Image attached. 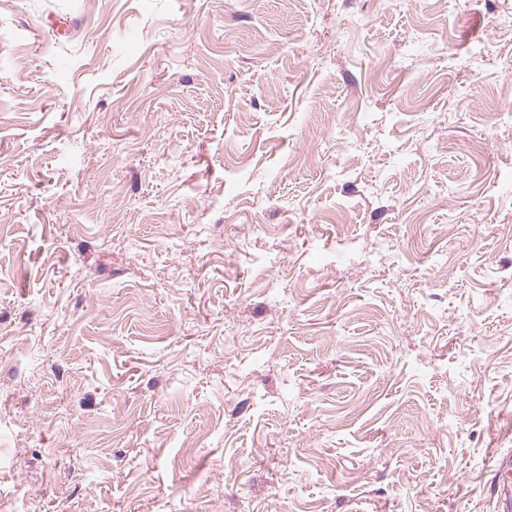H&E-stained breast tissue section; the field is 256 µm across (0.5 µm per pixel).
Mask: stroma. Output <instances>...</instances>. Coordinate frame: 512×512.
<instances>
[{"instance_id": "stroma-1", "label": "stroma", "mask_w": 512, "mask_h": 512, "mask_svg": "<svg viewBox=\"0 0 512 512\" xmlns=\"http://www.w3.org/2000/svg\"><path fill=\"white\" fill-rule=\"evenodd\" d=\"M509 16L0 0V512H495Z\"/></svg>"}]
</instances>
